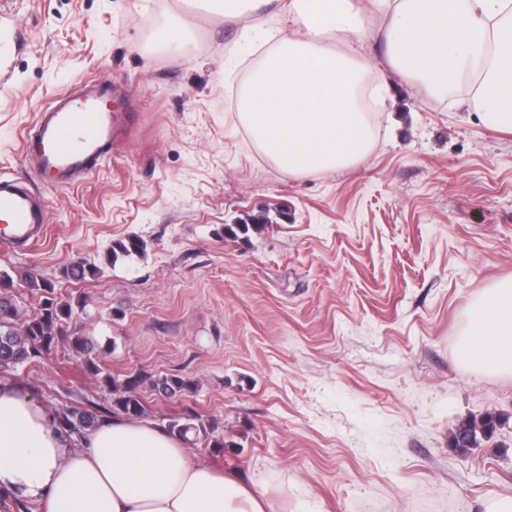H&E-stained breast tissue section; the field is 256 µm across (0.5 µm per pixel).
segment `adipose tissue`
<instances>
[{
    "label": "adipose tissue",
    "instance_id": "obj_1",
    "mask_svg": "<svg viewBox=\"0 0 512 512\" xmlns=\"http://www.w3.org/2000/svg\"><path fill=\"white\" fill-rule=\"evenodd\" d=\"M384 22L368 31L357 0H224L225 21L274 45L238 101L260 149L288 174L326 173L358 161L373 131L357 93L376 102L385 81L365 86L366 42L421 95L462 90L456 104L483 124L512 133V0H368ZM462 359L512 372V282L475 308ZM44 512H266L268 503L237 473L192 461L182 439L152 422L116 418L85 435L0 382V492Z\"/></svg>",
    "mask_w": 512,
    "mask_h": 512
}]
</instances>
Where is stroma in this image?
Segmentation results:
<instances>
[{"instance_id":"1","label":"stroma","mask_w":512,"mask_h":512,"mask_svg":"<svg viewBox=\"0 0 512 512\" xmlns=\"http://www.w3.org/2000/svg\"><path fill=\"white\" fill-rule=\"evenodd\" d=\"M192 0H0V172L40 189L21 140L55 95L111 79L126 138L87 183L48 192L47 234L0 250L73 306L68 333L112 374L194 380L139 394L159 424L194 407L234 447L194 461L236 472L271 512H483L512 497V373L460 357L475 306L512 280V135L452 98L391 86L373 145L352 166L290 175L255 144L235 102L262 49L231 63L240 28ZM189 17L175 51L159 28ZM266 214L242 242L222 228ZM137 235L144 254L113 260ZM76 260L97 265L68 280ZM53 411L111 403L61 342L4 373ZM498 416L477 446L462 423ZM145 240L137 235H128L118 239L112 244V258L116 260L118 255L131 256L143 254L146 251Z\"/></svg>"}]
</instances>
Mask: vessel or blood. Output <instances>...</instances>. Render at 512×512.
Returning a JSON list of instances; mask_svg holds the SVG:
<instances>
[{"mask_svg": "<svg viewBox=\"0 0 512 512\" xmlns=\"http://www.w3.org/2000/svg\"><path fill=\"white\" fill-rule=\"evenodd\" d=\"M122 113L112 108V85L95 78L57 95L38 112L22 141L25 162L45 188L74 187L99 172L119 134ZM46 199L0 175V246L29 248L46 224Z\"/></svg>", "mask_w": 512, "mask_h": 512, "instance_id": "1", "label": "vessel or blood"}]
</instances>
